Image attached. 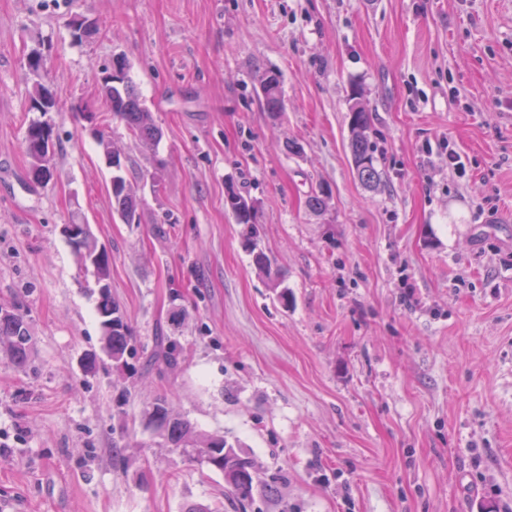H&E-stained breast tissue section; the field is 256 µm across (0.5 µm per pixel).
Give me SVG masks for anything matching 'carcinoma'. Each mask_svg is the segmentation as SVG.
<instances>
[{
  "mask_svg": "<svg viewBox=\"0 0 512 512\" xmlns=\"http://www.w3.org/2000/svg\"><path fill=\"white\" fill-rule=\"evenodd\" d=\"M126 65H121L116 73L104 77L102 94L112 113V118L123 123L130 134L147 147L156 146L162 138V132L154 123L151 112L145 106L133 82L128 78ZM261 87L264 90L263 105L271 112L282 105V87L280 76L269 73L263 78ZM58 105L57 93L48 85L38 82L30 95L29 109L46 116ZM371 127L370 112L359 101L354 102L349 109V150L355 164L358 178L366 187L380 183L381 173L376 167L374 147L370 141ZM42 121L33 120L25 134L26 151L39 148V140L43 139ZM112 179L117 186L112 189V208L127 224L134 223L133 196L124 192L128 182L122 175V163L112 170ZM225 205L234 217L236 223L245 226L249 239L256 237L254 224L255 204L235 189L227 192ZM78 258L84 273L92 276L94 281L110 278L111 257L88 264L86 256L97 250V243L92 232L70 243ZM97 311L103 330V351L112 358L113 365L129 367L127 358L135 356L134 334L125 321L119 305L112 300L111 290L105 288L99 291ZM8 344V351L16 367L22 368L28 361L32 345L27 316L15 309L0 310V343ZM180 355L178 342L171 338H162L156 342L155 348L148 355L151 363H163L167 366L177 365ZM149 417L161 436L175 448H191L211 468L224 473L225 482L241 498L249 497L253 486L252 463L240 457L235 450L224 442L222 437H214L196 431L195 427L185 418L174 413L167 398L158 397L149 410Z\"/></svg>",
  "mask_w": 512,
  "mask_h": 512,
  "instance_id": "obj_1",
  "label": "carcinoma"
}]
</instances>
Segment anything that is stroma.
Wrapping results in <instances>:
<instances>
[{"label": "stroma", "mask_w": 512, "mask_h": 512, "mask_svg": "<svg viewBox=\"0 0 512 512\" xmlns=\"http://www.w3.org/2000/svg\"><path fill=\"white\" fill-rule=\"evenodd\" d=\"M77 18L97 32L74 41ZM118 56L156 148L101 101ZM39 81L60 95L45 186L24 144ZM355 86L372 190L347 148ZM100 131L139 223L112 208ZM231 185L289 303L224 208ZM66 224L112 256L127 369L82 368L98 293ZM0 307L33 336L26 368L0 348V512H512V0H0ZM161 332L176 367L145 362ZM160 395L253 461L247 503L153 431ZM261 87L264 90L263 105L267 112H273V108L278 107L279 111L282 105V87L280 76L276 73H269L263 78ZM270 90L272 93L270 94ZM270 94V97L268 95Z\"/></svg>", "instance_id": "1"}]
</instances>
